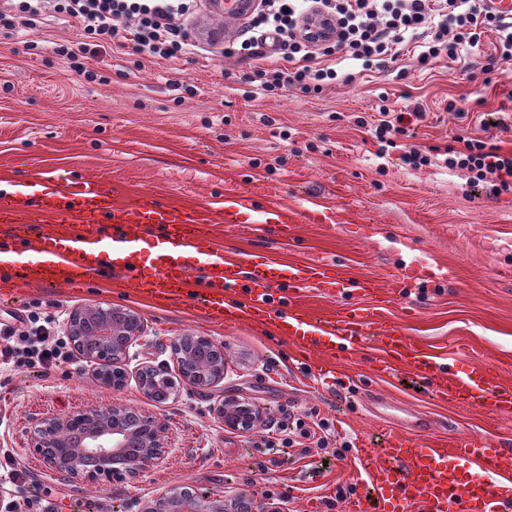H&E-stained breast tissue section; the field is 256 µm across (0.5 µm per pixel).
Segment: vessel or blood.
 <instances>
[{
	"label": "vessel or blood",
	"mask_w": 512,
	"mask_h": 512,
	"mask_svg": "<svg viewBox=\"0 0 512 512\" xmlns=\"http://www.w3.org/2000/svg\"><path fill=\"white\" fill-rule=\"evenodd\" d=\"M328 218L321 204H263L248 191L225 194L212 204L186 205L148 191L127 195L92 178L42 172L0 195V253L15 254L7 272L22 288H83L110 273L126 294L196 304L213 320H271L276 335L292 344H314L331 359L370 333L379 372L403 369L434 381L441 396L511 415L512 386L498 372L474 361L458 366L429 352L368 306L343 303L320 321L289 304L272 310L275 292L283 289L328 297L344 290L334 264L286 268L253 253L228 256L207 230L223 224L239 237L267 231L284 237L294 225L323 224ZM114 251L125 255L121 266L109 259ZM186 251L199 257V279H192L182 261ZM368 481L380 512H512V452L495 447L488 437L419 444L392 433Z\"/></svg>",
	"instance_id": "1"
}]
</instances>
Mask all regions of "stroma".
<instances>
[{"label":"stroma","instance_id":"35a3bbf8","mask_svg":"<svg viewBox=\"0 0 512 512\" xmlns=\"http://www.w3.org/2000/svg\"><path fill=\"white\" fill-rule=\"evenodd\" d=\"M204 32L217 43L173 61L133 54L130 42L115 36L91 59L101 75L91 82L67 71L55 52L56 44L76 39L65 20L0 31V173L22 180L37 171L68 172L187 204L215 202L237 189L263 202L317 201L335 213V223L300 224L284 239L241 238L221 224L211 231L228 253L264 254L285 265L334 262L344 280L381 281L383 317L429 348L495 369L512 383V195L490 196L444 169H411L397 149L377 158L376 141L356 124L357 117L373 118L380 101L402 111L419 103L426 117L403 143L443 149L475 137L512 150V61H499L495 33L486 32L461 61L443 58L421 69L406 55L380 71L345 61L351 82L317 94L289 87L253 98L254 69L276 67V60L238 54L233 43L247 33L234 19L201 12L191 34ZM175 81L188 92L177 95ZM452 98L462 113L446 111ZM37 303L62 316L88 304L123 306L146 325L129 350L122 388L101 387L81 357L68 378L32 372L0 390V448L13 449L52 498L65 499V512H139L158 489L182 483L245 492L278 512H368L367 473L388 429L419 442L491 435L512 451V416L443 402L431 383L404 371L378 374L367 339L338 362L339 382L331 387L313 377V347L282 343L268 324L228 327L190 306L126 296L109 280L76 290L16 292L0 284V320ZM187 333L223 343V382L203 390L183 385L175 398L147 405L136 368L170 362L173 341ZM230 397L283 423L290 406L317 408L354 449L340 460L313 448L302 459L272 448L275 435L265 429L227 431L215 408ZM115 402L150 407L164 424L171 451L151 472L78 487L28 450V435L43 417ZM340 485L354 492L339 502Z\"/></svg>","mask_w":512,"mask_h":512}]
</instances>
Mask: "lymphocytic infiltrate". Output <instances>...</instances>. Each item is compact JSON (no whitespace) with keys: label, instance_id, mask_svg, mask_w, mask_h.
I'll return each mask as SVG.
<instances>
[{"label":"lymphocytic infiltrate","instance_id":"1","mask_svg":"<svg viewBox=\"0 0 512 512\" xmlns=\"http://www.w3.org/2000/svg\"><path fill=\"white\" fill-rule=\"evenodd\" d=\"M197 11L198 0H13L9 9L0 10V30L34 27L55 15L71 21L81 41L75 48L57 46L56 53L93 80L97 74L87 59L111 47L124 26L135 54L168 61L190 53L186 21ZM248 20L253 35L241 42L240 54H257L268 43L284 62L283 67L254 73V91L264 96L288 85L311 92L350 81V74H339L331 61L336 52L360 62L363 69H381L398 61L415 42L420 46L417 66L442 57L455 61L478 46L488 27L498 34L500 59L512 60V18L492 14L483 0H260ZM424 115L419 104L406 112L382 104L375 119L359 120L358 125L370 129L383 155L397 148L398 136ZM402 160L414 169L441 163L462 173L468 183L485 184L490 195L512 193V151L502 152L478 138L465 139L460 149L448 147L440 156L412 147ZM70 356L49 312L34 309L17 322H0V388L33 369L52 375ZM278 446L303 456L312 448H330L340 459L351 450L350 442L338 441L330 422L311 409L294 415L292 430L279 438ZM0 485L11 487L28 512H59L6 448L0 450Z\"/></svg>","mask_w":512,"mask_h":512}]
</instances>
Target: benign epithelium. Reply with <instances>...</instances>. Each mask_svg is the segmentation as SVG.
Returning <instances> with one entry per match:
<instances>
[{
    "label": "benign epithelium",
    "mask_w": 512,
    "mask_h": 512,
    "mask_svg": "<svg viewBox=\"0 0 512 512\" xmlns=\"http://www.w3.org/2000/svg\"><path fill=\"white\" fill-rule=\"evenodd\" d=\"M137 314L118 306L88 305L71 311L68 335L77 352L95 367L103 386L122 385L129 347L143 335L134 328L118 336L117 319ZM216 355L200 365L195 355L172 345V363L141 364L135 372L143 398L154 403L162 392L181 383L209 388L224 381V345L212 342ZM216 415L224 427L246 435L264 422L261 407L237 398L222 400ZM28 449L53 473L68 476L76 485L136 477L160 465L169 455L170 441L156 418L144 409L121 403L90 406L46 416L29 433ZM140 512H277L244 494L202 492L191 484L163 489L147 500Z\"/></svg>",
    "instance_id": "7a95c632"
}]
</instances>
